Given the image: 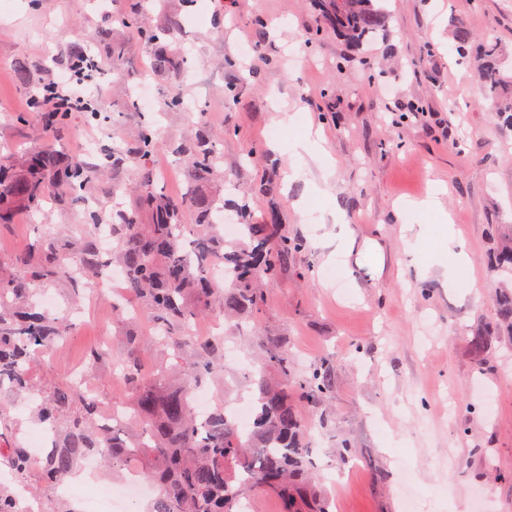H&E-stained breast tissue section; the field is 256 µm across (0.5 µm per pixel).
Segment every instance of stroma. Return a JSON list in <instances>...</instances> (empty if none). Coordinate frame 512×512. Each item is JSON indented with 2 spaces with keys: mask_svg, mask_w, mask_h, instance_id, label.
<instances>
[{
  "mask_svg": "<svg viewBox=\"0 0 512 512\" xmlns=\"http://www.w3.org/2000/svg\"><path fill=\"white\" fill-rule=\"evenodd\" d=\"M386 8V31L357 49L313 0H8L0 6V157L78 150L95 135L96 124L77 112L68 131L50 138L29 110L32 91L60 80L76 47L107 65L94 79V100L119 131L112 146L137 139L134 98L144 85L165 140L192 138L205 125L224 156V177L209 193L235 222L278 224L303 244L248 327L220 323L232 353L219 382L205 386L211 406L251 398L245 363L278 349L295 373L323 365L330 375L327 397L303 407L320 472L306 512L317 502L332 512H407V481L417 512H455L460 502L512 512V329L499 316L512 275L495 265L512 240V122L485 98L472 66L492 38L500 70L512 77V0H387ZM132 12L139 26L173 28L165 49L177 66L152 68L162 48L126 23ZM459 21L473 35L462 53ZM117 50L119 69L108 65ZM174 94L181 106L170 105ZM288 110L307 113L324 132L335 196L314 210L342 209L345 226L310 223L293 208L305 191L288 181L295 159L269 148L301 135L283 123ZM140 177L133 167L91 185L103 223L112 221L113 187ZM437 183L448 189L442 201L471 258L454 286L441 275L453 260L428 235L430 217L398 207ZM85 204L17 208L0 227V262L47 231L88 223ZM345 228L355 246L340 261ZM347 272L356 287H346ZM468 280L478 290L466 289ZM74 310L77 327L46 356L39 381L60 378L101 344L122 359L126 331L151 324L128 295L115 305L86 297Z\"/></svg>",
  "mask_w": 512,
  "mask_h": 512,
  "instance_id": "stroma-1",
  "label": "stroma"
}]
</instances>
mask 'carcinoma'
Returning <instances> with one entry per match:
<instances>
[{
  "mask_svg": "<svg viewBox=\"0 0 512 512\" xmlns=\"http://www.w3.org/2000/svg\"><path fill=\"white\" fill-rule=\"evenodd\" d=\"M316 2L329 24L357 46L386 30L383 0ZM141 37L150 45L160 44L168 41L170 31L143 29ZM498 51L496 40L485 41L481 77L491 96L500 83ZM161 149L156 134L146 127L134 144L112 151V169L129 162L139 165ZM172 152L197 185L177 199L158 189L156 174H145L127 208L112 212L109 258L102 256L94 234H74L65 241L68 258L77 263L76 271L69 273L57 258L56 234L48 232L39 248L16 253L7 269L0 265V383L10 380L14 398L0 403V424H20L13 408L32 391L33 375L53 342L72 334L65 316L35 310L31 297L37 289L65 281L76 291L85 290L94 286L102 267L119 266L125 290L154 313L151 331L130 335L131 353L119 371L131 389V420L141 435L126 439L119 429L106 428L95 418V398L63 377L39 389L41 402L31 416L63 432L65 452L37 463L17 448L15 468L41 486L66 477L89 449L97 450L114 471L129 469L135 457L154 454L166 458L167 467L145 474L160 490L151 512H233L241 498L257 489L280 495L284 512H300L294 492L305 487L312 462L305 445V417L288 402V386L296 385L308 401L321 400L329 388L327 371L316 368L297 383L288 357L268 350L255 379L253 428L239 430L222 407L201 419L192 408L191 392L221 369L224 337L194 336L191 327L211 313L251 317L264 303L263 285L275 279L301 243L275 224H243L244 241L224 242L215 221L220 207L201 185L223 174L216 142L202 128ZM103 170L53 149L29 155L19 164L0 159V226L11 222L17 206L37 210L54 192H64L72 202L84 198ZM186 210L193 213L194 223L183 222ZM216 262L229 276L223 285L211 283L203 273ZM146 346L172 349L173 362L142 371L136 353ZM166 377L175 378V383L158 390L154 382Z\"/></svg>",
  "mask_w": 512,
  "mask_h": 512,
  "instance_id": "1",
  "label": "carcinoma"
}]
</instances>
